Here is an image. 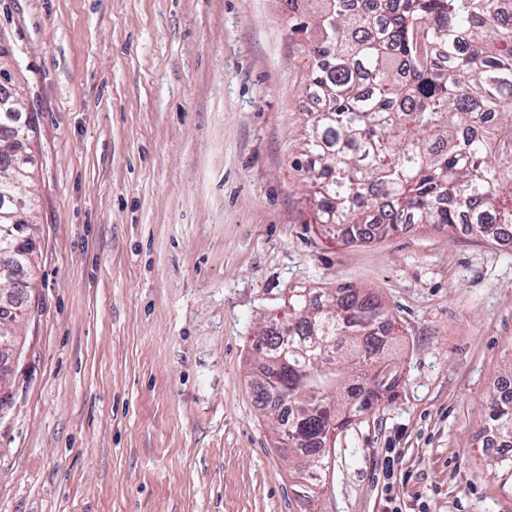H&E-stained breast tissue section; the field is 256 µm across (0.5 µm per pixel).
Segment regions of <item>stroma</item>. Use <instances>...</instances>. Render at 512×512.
Wrapping results in <instances>:
<instances>
[{
  "label": "stroma",
  "mask_w": 512,
  "mask_h": 512,
  "mask_svg": "<svg viewBox=\"0 0 512 512\" xmlns=\"http://www.w3.org/2000/svg\"><path fill=\"white\" fill-rule=\"evenodd\" d=\"M288 0H0L35 116L40 241L0 381V512H512L482 445L512 361V246L318 233ZM396 318L401 381L294 496L252 338L295 286ZM393 469V488L384 473Z\"/></svg>",
  "instance_id": "1"
}]
</instances>
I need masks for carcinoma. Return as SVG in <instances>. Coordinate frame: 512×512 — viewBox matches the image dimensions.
I'll return each mask as SVG.
<instances>
[{
    "instance_id": "1",
    "label": "carcinoma",
    "mask_w": 512,
    "mask_h": 512,
    "mask_svg": "<svg viewBox=\"0 0 512 512\" xmlns=\"http://www.w3.org/2000/svg\"><path fill=\"white\" fill-rule=\"evenodd\" d=\"M317 15L290 0L289 31L305 46L304 90L315 103L292 164L306 168L318 224L345 244L372 226L425 224L507 242L512 231V0H323ZM33 116L0 112V126ZM0 139V210L23 193ZM394 319L348 285L290 289L288 310L253 339L258 401L271 407L294 469L298 501L318 497L326 449L391 396ZM489 430L512 443V404L492 399Z\"/></svg>"
}]
</instances>
